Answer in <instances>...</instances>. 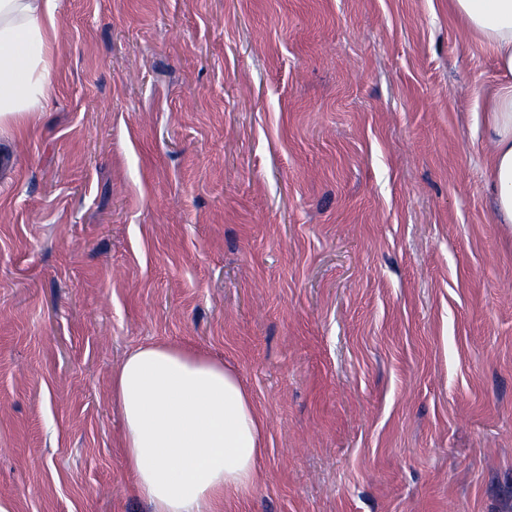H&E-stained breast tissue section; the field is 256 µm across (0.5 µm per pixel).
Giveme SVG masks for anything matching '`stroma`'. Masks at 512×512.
I'll list each match as a JSON object with an SVG mask.
<instances>
[{
  "label": "stroma",
  "instance_id": "stroma-1",
  "mask_svg": "<svg viewBox=\"0 0 512 512\" xmlns=\"http://www.w3.org/2000/svg\"><path fill=\"white\" fill-rule=\"evenodd\" d=\"M0 170V505L149 512L112 371L233 366L267 423L227 512H512L505 80L448 0H63ZM490 140L489 185L498 223L512 224V84H504L486 103Z\"/></svg>",
  "mask_w": 512,
  "mask_h": 512
}]
</instances>
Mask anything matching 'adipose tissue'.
Masks as SVG:
<instances>
[{
	"mask_svg": "<svg viewBox=\"0 0 512 512\" xmlns=\"http://www.w3.org/2000/svg\"><path fill=\"white\" fill-rule=\"evenodd\" d=\"M466 31L512 74V0H449ZM61 0H0V132L22 136L52 94ZM489 185L512 224V84L485 108ZM122 453L149 512H224L253 490L267 425L236 370L176 344L132 350L112 373Z\"/></svg>",
	"mask_w": 512,
	"mask_h": 512,
	"instance_id": "obj_1",
	"label": "adipose tissue"
}]
</instances>
